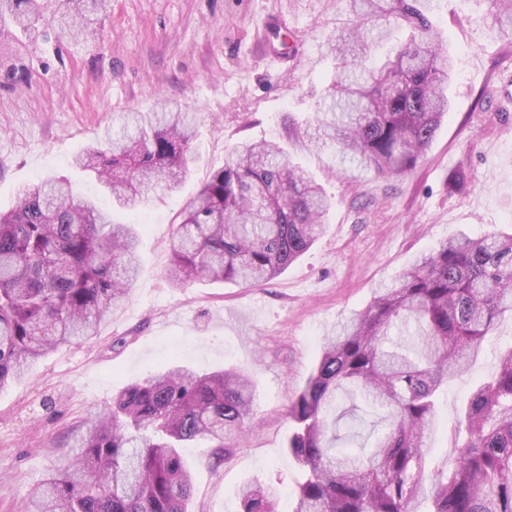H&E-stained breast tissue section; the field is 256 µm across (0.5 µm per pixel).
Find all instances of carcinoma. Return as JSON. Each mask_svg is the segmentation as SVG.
Here are the masks:
<instances>
[{
	"label": "carcinoma",
	"mask_w": 512,
	"mask_h": 512,
	"mask_svg": "<svg viewBox=\"0 0 512 512\" xmlns=\"http://www.w3.org/2000/svg\"><path fill=\"white\" fill-rule=\"evenodd\" d=\"M0 0V86L27 75L24 50L49 24L88 30L108 0ZM336 36V75L313 118L290 136L333 149L382 177L412 171L449 109L453 60L426 16L427 0H351ZM512 40V0H496ZM385 18L378 26L375 19ZM196 113L123 112L72 161L112 205L146 209L188 169ZM331 199L276 141L244 143L188 201L172 236L166 277L259 283L278 277L325 232ZM139 233L60 178L18 190L0 211V388L59 345L89 338L125 299L138 271ZM512 315V233L455 234L418 257L367 307L324 337L321 357L288 408L286 449L303 477L293 512H512V347L478 382L461 413V443L447 471L429 477L424 448L436 399L465 372L485 336ZM411 322L419 342L390 337ZM362 399L385 430L371 447H336L338 423ZM255 389L249 375L176 365L123 387L75 436L72 459L30 493L31 512H189L193 477L182 449L202 437L224 458L244 433ZM280 491L246 483L241 512H277Z\"/></svg>",
	"instance_id": "carcinoma-1"
}]
</instances>
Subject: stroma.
Segmentation results:
<instances>
[{"label":"stroma","mask_w":512,"mask_h":512,"mask_svg":"<svg viewBox=\"0 0 512 512\" xmlns=\"http://www.w3.org/2000/svg\"><path fill=\"white\" fill-rule=\"evenodd\" d=\"M430 15L455 61L451 108L423 159L382 178L331 151L296 153L334 206L325 234L275 280L170 286L165 268L185 204L236 145L284 139L311 119L336 72L330 42L352 17L347 0H111L87 45L49 34L30 47L27 80L0 87V210L38 177L69 179L111 207L71 161L129 110L169 103L198 114L187 176L140 216L139 273L124 305L94 338L60 346L0 389V512H27L30 488L73 455L71 431L112 404L127 384L172 359L201 373H251L249 429L222 461L208 441L193 465L192 512H239L243 480L277 485L291 512L301 468L288 454V407L338 322L375 288L456 232L478 236L512 224V42L494 25L492 0H434ZM274 18L265 28L266 18ZM467 177L463 192L449 178ZM512 347V318L440 398L430 471L447 470L473 385Z\"/></svg>","instance_id":"35a3bbf8"}]
</instances>
